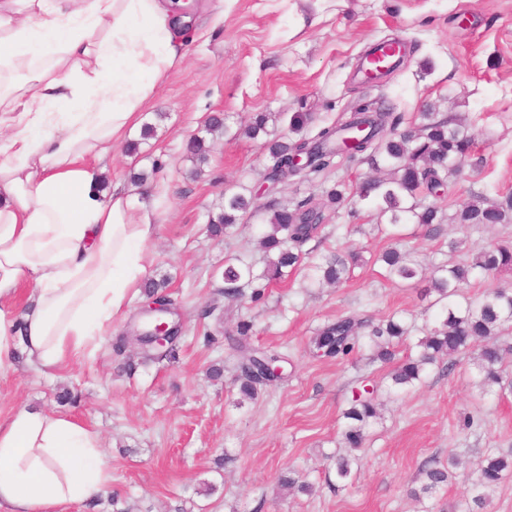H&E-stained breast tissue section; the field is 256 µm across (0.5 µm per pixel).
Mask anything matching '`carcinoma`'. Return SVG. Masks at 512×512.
Masks as SVG:
<instances>
[{
    "instance_id": "1",
    "label": "carcinoma",
    "mask_w": 512,
    "mask_h": 512,
    "mask_svg": "<svg viewBox=\"0 0 512 512\" xmlns=\"http://www.w3.org/2000/svg\"><path fill=\"white\" fill-rule=\"evenodd\" d=\"M422 123L413 130H400V116L393 107L381 105L376 112H352L342 116L335 124L321 127L312 137L300 135V131L313 122L312 115L296 112L289 118L293 137H280L265 142L271 165L266 178L284 183L300 175L311 183H326L336 158L360 156L371 170L381 175H369L352 192L340 183L325 191V202L319 207L310 200L293 201L282 205L271 201L256 204L251 194L233 192L224 195L222 211L209 220V231L219 236L236 227L245 216L257 213L266 215L269 232L259 241L264 254L265 269L258 274L254 265L239 258L224 261V297L239 300L245 289H251L250 298L259 302L264 296L262 282L288 276V271L306 267L308 276L329 285L345 283L351 265L359 255L339 251L315 261L306 260L303 245L319 234L324 223L323 209L339 207L352 197L354 203L369 211L377 221L375 227L394 240L380 260L385 264L387 277L409 286L425 284L426 295H435L431 306L438 308L437 323L425 328L419 339L420 354L398 365L391 374V388L402 390L423 382L429 366L448 358L453 367L456 357L476 354L478 386L484 393L512 394V378L503 375L501 364L505 351L497 337L512 327V289L490 288L475 299L460 303L461 288L470 283V276L512 273V244L505 241L492 243L473 251L465 260L452 266L435 265L426 270L406 247L401 233L403 226L417 224L426 229L428 236H440L443 215L438 207L427 201L428 196L444 190L448 174L456 171V165L467 155L471 138L452 115H443L430 106L421 113ZM268 116L261 114L238 133L256 139L267 133ZM365 127L361 141L349 147L346 138L350 131ZM187 151L198 163L207 158L208 147L200 137L191 139ZM296 152L307 154L308 163L300 171L288 169V159ZM453 221L463 226H481L512 223V197L502 200H483L465 205ZM252 325L241 320L236 325V338L232 339L240 374L239 394L248 399L273 383L265 375V365L283 361L276 351L255 349L247 344ZM410 327L401 318L390 317L378 323L354 315L342 316L324 325L311 340L317 356L349 357L363 344L375 348L374 359L390 364L397 356V346L409 335ZM346 424L342 433L346 447L361 449L366 439V429L379 418L374 392L365 389L353 392L350 407L344 412ZM357 458L349 454L336 457V479L345 481L352 475V465ZM456 462H435L424 470L425 493H431L448 485ZM512 475V458L489 454L481 467L480 487L471 497L468 512H480L489 502V491Z\"/></svg>"
}]
</instances>
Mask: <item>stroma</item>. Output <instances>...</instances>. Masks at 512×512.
Segmentation results:
<instances>
[{
  "instance_id": "1",
  "label": "stroma",
  "mask_w": 512,
  "mask_h": 512,
  "mask_svg": "<svg viewBox=\"0 0 512 512\" xmlns=\"http://www.w3.org/2000/svg\"><path fill=\"white\" fill-rule=\"evenodd\" d=\"M192 2L186 57L142 114L153 136L133 129L138 152L118 143L103 164L109 181L146 205L157 226L144 277L166 280L178 309L175 355L147 360L136 348L124 359L113 355V338L140 323L148 303L137 293L124 316L61 373L34 371L16 351L12 367L0 370V422L26 407L74 417L100 433L111 490L50 512H459L462 496L479 484L485 456L512 454V395L482 394L467 356L432 367L423 385L393 393V367L374 361L370 347L343 360L311 353L312 337L336 317L401 315L413 326L398 348L403 360L416 355L422 326L437 314L419 289L391 282L373 263L390 241L350 201L329 211L327 225L303 247L314 256L359 252L362 261L346 283L321 288L293 271L271 283L260 302H225V259L240 255L263 270L254 241L266 229L259 215L228 235H210L225 191L252 190L261 205L307 198L318 206L324 189L297 179L267 190L259 139L208 136L211 151L201 166L185 144L204 135L217 113L234 127L272 114L267 129L275 138L295 112L314 115L312 135L381 100L393 104L407 129L431 104L461 119L473 142L436 197L439 210L449 217L477 197L503 198L512 194V0ZM392 38L407 44L403 67L384 82L361 84L354 69L363 52ZM139 172L147 174L152 197L133 182ZM406 232L417 259L437 265L512 238V224L448 221L436 238L415 224ZM452 241L459 251H449ZM241 320L253 324L251 346L286 357L283 380L244 402L227 337ZM214 366L221 369L216 378ZM363 382L376 389L382 417L368 429L358 471L344 484L331 459L346 451L342 414ZM66 391L75 403L60 402ZM467 417L472 427H464ZM451 457L461 465L448 486L422 492L424 466ZM286 476L307 482L312 493L282 488Z\"/></svg>"
}]
</instances>
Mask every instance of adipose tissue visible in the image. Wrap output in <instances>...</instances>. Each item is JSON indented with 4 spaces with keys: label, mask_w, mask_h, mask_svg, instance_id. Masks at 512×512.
Instances as JSON below:
<instances>
[{
    "label": "adipose tissue",
    "mask_w": 512,
    "mask_h": 512,
    "mask_svg": "<svg viewBox=\"0 0 512 512\" xmlns=\"http://www.w3.org/2000/svg\"><path fill=\"white\" fill-rule=\"evenodd\" d=\"M181 0H0V367H66L139 287L156 226L99 162L184 58ZM27 305L12 316L19 287ZM99 434L69 416L0 422V512L95 501Z\"/></svg>",
    "instance_id": "1"
}]
</instances>
